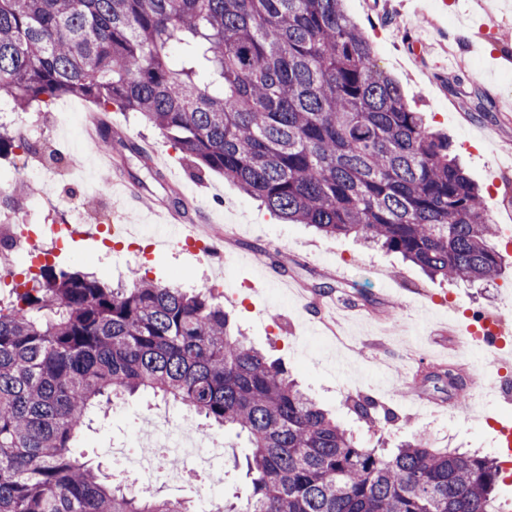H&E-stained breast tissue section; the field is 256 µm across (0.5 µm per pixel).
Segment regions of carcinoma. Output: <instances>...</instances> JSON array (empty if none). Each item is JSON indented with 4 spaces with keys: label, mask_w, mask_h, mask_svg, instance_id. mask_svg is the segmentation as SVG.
Listing matches in <instances>:
<instances>
[{
    "label": "carcinoma",
    "mask_w": 512,
    "mask_h": 512,
    "mask_svg": "<svg viewBox=\"0 0 512 512\" xmlns=\"http://www.w3.org/2000/svg\"><path fill=\"white\" fill-rule=\"evenodd\" d=\"M371 54L342 0H0L11 109L73 96L137 112L280 219L432 278L494 280L482 193ZM15 148L29 145L0 125V155ZM429 377L466 401L454 370ZM142 391L246 436L250 484L224 512H499L495 459L421 435L359 445L214 294L52 265L0 302V512H191L74 457L94 411ZM376 409L366 397L352 413L372 424Z\"/></svg>",
    "instance_id": "carcinoma-1"
}]
</instances>
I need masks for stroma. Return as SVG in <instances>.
Segmentation results:
<instances>
[{"instance_id": "1", "label": "stroma", "mask_w": 512, "mask_h": 512, "mask_svg": "<svg viewBox=\"0 0 512 512\" xmlns=\"http://www.w3.org/2000/svg\"><path fill=\"white\" fill-rule=\"evenodd\" d=\"M344 10L368 37L373 60L402 88L410 106L426 125L448 135L470 178L483 190L494 223L512 217V168L503 156L512 153V100L501 96L499 80L512 77V0L500 8L488 0H447L436 18L433 0H344ZM478 58L477 69L460 68V60ZM102 137L122 175L145 197L141 212L126 211L119 197H90L84 178L90 167L81 151L63 138L44 136L48 110L34 106L19 113L13 127L22 137L38 138L33 153L15 151L0 157V178L37 179L45 197L34 220L39 224L98 225L152 223L155 214L183 209L187 221L209 217L221 249L219 259L191 256L179 244L153 250L147 265L150 280L204 291L216 275L238 289L237 301H225L232 323L258 349L284 367L325 409L343 422L356 440L373 446L384 437L397 446L415 435L438 446L479 448L499 455L482 417L463 418L446 393L424 377L429 365H450L467 380L497 385L494 367L478 351L459 353L448 332V318L434 308L435 296H453L460 309L486 311L512 330V245L494 244L504 257L501 275L488 284L449 283L427 278L401 256L364 246L345 236L316 233L291 224L261 206L217 172H198L193 162L133 112L106 114ZM36 245L49 249V265L92 269L106 283L127 280L136 261L123 246L102 256L98 239L65 241L50 250V239ZM287 276L294 294L276 279L261 276L260 266ZM331 286L333 296L357 291L351 322L334 321L333 310L320 309L315 286ZM351 371H338V362ZM373 399L380 410L396 414L393 423H362L351 413V398ZM166 416L180 425L186 409L151 394L117 400L94 415L77 442L86 460L112 470L107 450L131 446L147 426L149 415ZM213 444L224 471L218 489L224 498L245 491L248 478L240 460L244 440L215 428Z\"/></svg>"}]
</instances>
